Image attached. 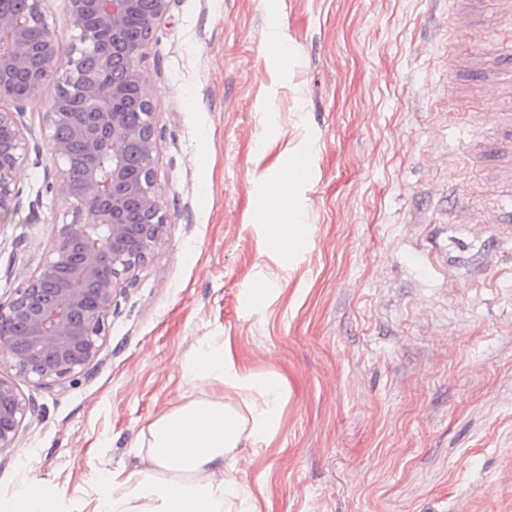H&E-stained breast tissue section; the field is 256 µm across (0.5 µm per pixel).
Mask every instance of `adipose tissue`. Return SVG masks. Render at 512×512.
Wrapping results in <instances>:
<instances>
[{
    "mask_svg": "<svg viewBox=\"0 0 512 512\" xmlns=\"http://www.w3.org/2000/svg\"><path fill=\"white\" fill-rule=\"evenodd\" d=\"M197 395L140 429L132 469L102 471L90 512H224L240 482L235 452L268 447L279 432L288 390L272 372L235 359L231 342L200 341L183 367ZM0 512H71L59 491L33 476Z\"/></svg>",
    "mask_w": 512,
    "mask_h": 512,
    "instance_id": "ef3b65f1",
    "label": "adipose tissue"
}]
</instances>
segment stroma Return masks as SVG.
<instances>
[{
	"mask_svg": "<svg viewBox=\"0 0 512 512\" xmlns=\"http://www.w3.org/2000/svg\"><path fill=\"white\" fill-rule=\"evenodd\" d=\"M452 9L170 0L142 62L164 238L118 290L87 374L19 381L41 415L0 453V496L34 470L68 499L95 497L96 472L130 464L140 428L191 394L182 363L200 340L227 336L242 366L288 389L270 447L237 457L260 512H512V246L447 218L453 200L500 194L496 135L471 132L492 105L471 71L479 57L494 69L512 26L475 0L478 38L455 42ZM67 71L59 58L15 107L26 148L0 209L4 305L64 219L44 114ZM303 153L309 176L289 182ZM292 221L311 244L289 255L273 226Z\"/></svg>",
	"mask_w": 512,
	"mask_h": 512,
	"instance_id": "35a3bbf8",
	"label": "stroma"
}]
</instances>
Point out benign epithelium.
<instances>
[{
    "mask_svg": "<svg viewBox=\"0 0 512 512\" xmlns=\"http://www.w3.org/2000/svg\"><path fill=\"white\" fill-rule=\"evenodd\" d=\"M44 0H24L31 20L42 21L33 45L27 23L0 10V101L23 102L3 82L8 71L32 68L40 89L55 72L61 51L69 58L68 98L93 119L79 122L60 100L45 113L59 177L50 190L67 204L66 220L40 266L21 276L13 298L0 305V361L36 385L64 387L85 374L106 340L104 319L116 292L146 264L168 226L156 188L154 107L141 63L169 0H68L72 38L67 48L45 23ZM142 106L132 127L131 102ZM73 121L83 140L82 189L73 188L71 152L59 136ZM0 203L19 193L25 142L16 113L0 107ZM39 410L15 382L0 377V454L14 447L27 416Z\"/></svg>",
    "mask_w": 512,
    "mask_h": 512,
    "instance_id": "1",
    "label": "benign epithelium"
}]
</instances>
